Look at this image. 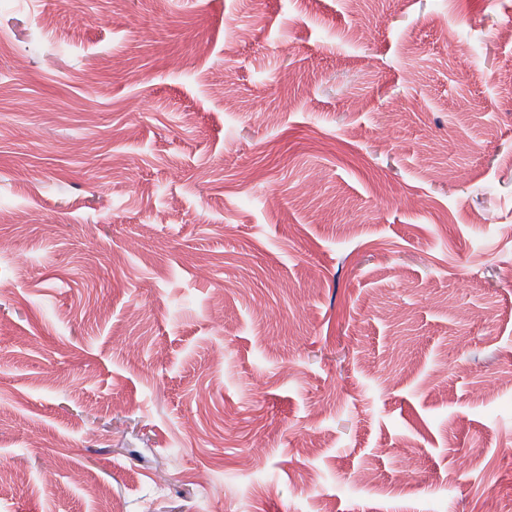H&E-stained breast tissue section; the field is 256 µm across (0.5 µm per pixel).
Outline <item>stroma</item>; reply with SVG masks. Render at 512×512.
Returning a JSON list of instances; mask_svg holds the SVG:
<instances>
[{
    "label": "stroma",
    "mask_w": 512,
    "mask_h": 512,
    "mask_svg": "<svg viewBox=\"0 0 512 512\" xmlns=\"http://www.w3.org/2000/svg\"><path fill=\"white\" fill-rule=\"evenodd\" d=\"M508 25L512 0H0V512H102L75 470L114 512L512 495Z\"/></svg>",
    "instance_id": "1"
}]
</instances>
